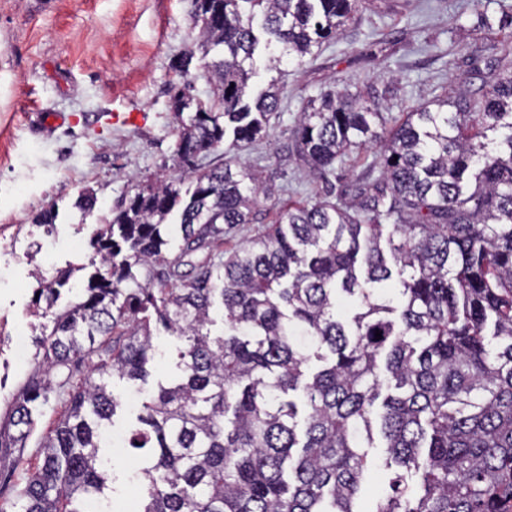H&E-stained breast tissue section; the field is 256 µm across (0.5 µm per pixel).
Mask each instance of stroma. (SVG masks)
Wrapping results in <instances>:
<instances>
[{
  "label": "stroma",
  "instance_id": "1",
  "mask_svg": "<svg viewBox=\"0 0 512 512\" xmlns=\"http://www.w3.org/2000/svg\"><path fill=\"white\" fill-rule=\"evenodd\" d=\"M510 8L512 0H360L343 34L302 62L286 60L270 70L264 52H257L253 91L274 80L283 93L266 134L241 160L268 194L252 223L225 230L221 251L247 246L288 203L341 192L379 157L377 143L324 179L290 161L304 100L346 82L372 93L393 77L397 94L389 115L396 118L401 109L476 87L468 59L477 54L493 63L495 46L512 35L501 27ZM194 35L191 0H0V423L43 356L39 279L66 269L73 280L87 279L100 212L140 177L174 168L179 124L168 90L181 78L170 64L193 49ZM44 111L67 120L40 124ZM116 112H142L148 120L123 126L113 123ZM88 187L98 203L85 214L74 202ZM52 204L56 224H33ZM63 412V403L50 401L24 450L0 455V506L16 501ZM108 462L105 499L112 512H139L145 484L135 476V450Z\"/></svg>",
  "mask_w": 512,
  "mask_h": 512
}]
</instances>
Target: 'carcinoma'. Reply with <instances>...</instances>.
I'll list each match as a JSON object with an SVG mask.
<instances>
[{
  "label": "carcinoma",
  "mask_w": 512,
  "mask_h": 512,
  "mask_svg": "<svg viewBox=\"0 0 512 512\" xmlns=\"http://www.w3.org/2000/svg\"><path fill=\"white\" fill-rule=\"evenodd\" d=\"M359 0H192L210 102L170 96L179 170L139 181L93 241L78 300L42 326L43 362L0 450L22 448L49 394L89 375L41 446L19 512H98L103 432L147 383L151 324L183 341L178 382L141 402V512H357L384 440L391 494L374 512H506L512 502V47L476 89L385 126L391 83L346 85L301 108L294 154L312 174L382 137L377 178L351 201L292 204L224 259V228L249 224L262 189L236 153L279 109L276 81L248 94L254 25L281 53L320 49ZM191 187L181 190L184 177ZM178 214L179 225L170 218ZM179 255L167 257L173 234ZM187 257L190 270L171 267ZM69 278L40 288L53 307ZM396 298L388 296L392 282ZM223 310L215 334L211 311ZM381 339H376V331Z\"/></svg>",
  "instance_id": "carcinoma-1"
}]
</instances>
